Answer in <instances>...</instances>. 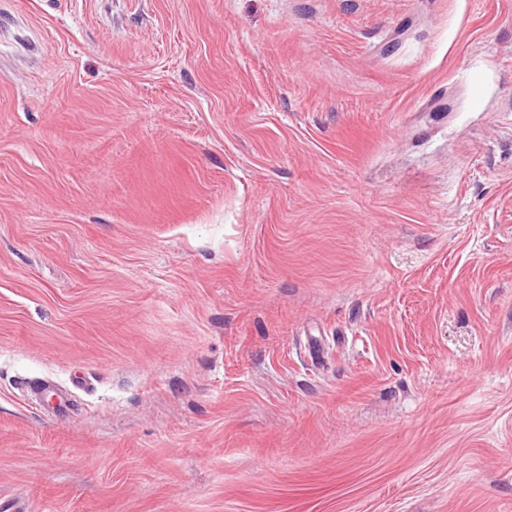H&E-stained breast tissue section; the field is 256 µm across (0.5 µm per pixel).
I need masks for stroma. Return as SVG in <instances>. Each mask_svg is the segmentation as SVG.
Listing matches in <instances>:
<instances>
[{"mask_svg": "<svg viewBox=\"0 0 512 512\" xmlns=\"http://www.w3.org/2000/svg\"><path fill=\"white\" fill-rule=\"evenodd\" d=\"M0 512H512V0H0Z\"/></svg>", "mask_w": 512, "mask_h": 512, "instance_id": "35a3bbf8", "label": "stroma"}]
</instances>
